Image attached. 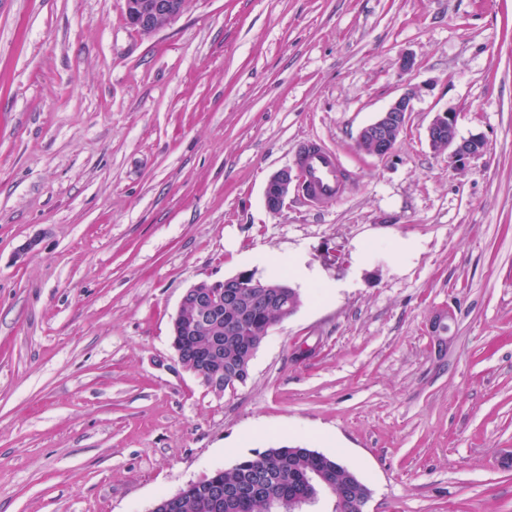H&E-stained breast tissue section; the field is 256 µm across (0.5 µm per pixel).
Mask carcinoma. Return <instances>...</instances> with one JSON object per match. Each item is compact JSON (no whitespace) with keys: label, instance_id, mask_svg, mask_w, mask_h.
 I'll return each mask as SVG.
<instances>
[{"label":"carcinoma","instance_id":"cac0c4a2","mask_svg":"<svg viewBox=\"0 0 512 512\" xmlns=\"http://www.w3.org/2000/svg\"><path fill=\"white\" fill-rule=\"evenodd\" d=\"M280 319L278 313L259 312L238 331L227 327L226 318H221L224 353L219 362L224 372V389H234L246 384L248 376L240 366L241 353L257 336L268 335L272 325ZM186 362L195 358L199 349L209 343L205 333L192 335L183 330L180 338ZM264 475L268 485V499L256 500L248 490L255 477ZM325 475L333 482L336 491L356 499L364 492L359 482L348 469L336 459L305 447H270L253 456L240 458L232 467L215 469L194 483L191 492L173 512H285L283 500L296 497L309 490L316 495L321 487L308 484L307 478ZM233 486L239 492L237 503L230 508L215 501L217 489Z\"/></svg>","mask_w":512,"mask_h":512}]
</instances>
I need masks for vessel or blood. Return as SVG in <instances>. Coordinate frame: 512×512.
<instances>
[{
	"instance_id": "1",
	"label": "vessel or blood",
	"mask_w": 512,
	"mask_h": 512,
	"mask_svg": "<svg viewBox=\"0 0 512 512\" xmlns=\"http://www.w3.org/2000/svg\"><path fill=\"white\" fill-rule=\"evenodd\" d=\"M295 164L300 175L303 204L311 209L343 198L350 187V175L340 154L319 140L300 142L295 147Z\"/></svg>"
}]
</instances>
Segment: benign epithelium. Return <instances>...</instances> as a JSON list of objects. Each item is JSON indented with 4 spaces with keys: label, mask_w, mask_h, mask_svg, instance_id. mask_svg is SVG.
I'll return each mask as SVG.
<instances>
[{
    "label": "benign epithelium",
    "mask_w": 512,
    "mask_h": 512,
    "mask_svg": "<svg viewBox=\"0 0 512 512\" xmlns=\"http://www.w3.org/2000/svg\"><path fill=\"white\" fill-rule=\"evenodd\" d=\"M124 3L129 25L143 33H152L177 19L185 9L186 0H124ZM414 97L412 90L402 94L373 122L364 126L358 136V147L379 158L389 156L406 129ZM427 139L433 149L450 150L451 157L462 164L484 154L487 148L486 141L479 135L466 139L459 137L456 116L448 111L436 113L427 127ZM293 181V172L288 168L280 169L269 177L264 188V204L268 211L277 213L281 210ZM236 281L253 289L247 300H241L236 292H224L222 280H202L184 293L172 319L174 337L171 346L176 358H181L178 335L186 310L193 312L192 327L201 329L218 323L224 307L239 314L256 307L280 309L282 302L288 299L285 285L268 284L247 271L239 273ZM191 372L208 390L218 396L224 394V383L212 365L202 363Z\"/></svg>",
    "instance_id": "7a95c632"
}]
</instances>
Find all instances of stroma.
Listing matches in <instances>:
<instances>
[{
  "instance_id": "35a3bbf8",
  "label": "stroma",
  "mask_w": 512,
  "mask_h": 512,
  "mask_svg": "<svg viewBox=\"0 0 512 512\" xmlns=\"http://www.w3.org/2000/svg\"><path fill=\"white\" fill-rule=\"evenodd\" d=\"M124 12L0 0V512H151L282 445L336 458L366 512H512V0H187L150 34ZM411 89L392 154L361 152ZM444 110L485 154L430 148ZM313 137L350 193L269 212ZM259 253L316 277L218 397L171 318L199 281L269 276ZM294 178L288 168L280 169L269 177L264 188V204L268 211L276 213L281 210Z\"/></svg>"
}]
</instances>
